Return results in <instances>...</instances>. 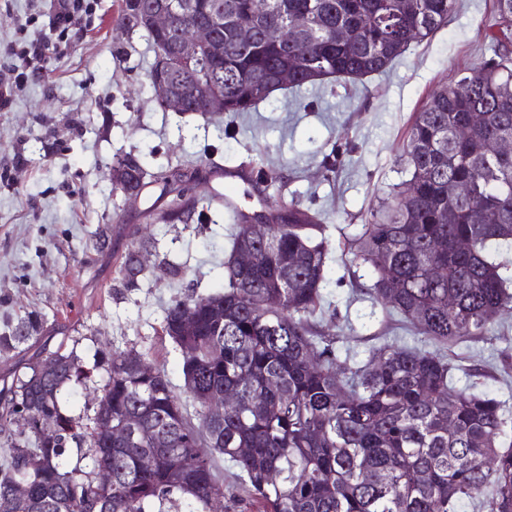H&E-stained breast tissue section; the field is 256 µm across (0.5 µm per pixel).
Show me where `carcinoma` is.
Instances as JSON below:
<instances>
[{
    "label": "carcinoma",
    "instance_id": "carcinoma-1",
    "mask_svg": "<svg viewBox=\"0 0 512 512\" xmlns=\"http://www.w3.org/2000/svg\"><path fill=\"white\" fill-rule=\"evenodd\" d=\"M455 0H270L257 18L252 0H195L192 19L211 20L223 46L204 50L177 69L176 87L215 79L224 111L248 112L273 92L300 89L336 75L381 73L415 41L448 23ZM138 0H124L119 28L146 37L155 52L149 73L156 85L159 59L173 60L175 43L136 22ZM306 12L309 55L283 38L292 17ZM254 29L241 43L237 29ZM489 27L500 61H482L469 74L435 91L407 133L415 195L397 197L385 212L345 240L343 250L374 268L373 297L416 327L434 347L385 342L356 367L339 362L335 338L315 321L328 280L325 226L290 205L288 221L269 225L266 243L243 233L245 213L224 200L236 225L224 259V289L173 301L162 333L181 349L183 394L178 400L163 366L134 349L94 358L59 344L57 370L32 376L12 391L0 385V500L27 485L17 512H230L216 470L222 456L248 486L258 512H457L463 500L486 512H512V441L501 403L470 385L452 386L448 349L490 340L497 318L512 302L490 247L512 242V153L494 156L492 138L512 140V0H495ZM356 34L348 47L340 30ZM483 121L475 125L472 114ZM150 174L131 154L112 163V192L136 197L145 179L170 195L155 214L159 224H188L195 205L168 178ZM472 246L460 251L456 244ZM156 249L142 239L120 256L115 274L135 288L144 268L139 254ZM254 254L241 268L235 255ZM453 305H448V299ZM195 320L182 322L187 311ZM41 318L32 313L0 336V355L35 339ZM96 388L112 407V424L130 413L143 435L109 443L95 433L96 409H69L74 389ZM233 389L234 407L211 416L207 400ZM26 414L23 427L16 417ZM208 419L200 429L193 418ZM112 468V488L100 489L96 471Z\"/></svg>",
    "mask_w": 512,
    "mask_h": 512
}]
</instances>
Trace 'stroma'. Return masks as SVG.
<instances>
[{
  "label": "stroma",
  "instance_id": "1",
  "mask_svg": "<svg viewBox=\"0 0 512 512\" xmlns=\"http://www.w3.org/2000/svg\"><path fill=\"white\" fill-rule=\"evenodd\" d=\"M493 3L456 0L446 27L412 43L382 73L278 91L255 111L206 118L159 107L148 81L151 45L118 29L122 0H99L90 27L73 28L65 55L0 112V333L35 312L48 350L65 336L78 339L88 363L101 348L134 349L181 389L182 353L161 332L164 310L187 295L223 289L233 226L218 198L231 191L244 210H262L256 171L263 165L282 173L278 200L299 204L327 227L332 271L323 296L330 312L321 326L339 335L340 355L363 363L386 340L419 345L410 325L374 302L372 267L337 245L386 210L409 179L405 147L416 112L436 89L491 57ZM49 5L0 0V71L17 62L9 50L15 25L41 37ZM125 153L152 172L167 162L183 165L202 221L153 223L158 183L131 200L113 193L112 159ZM101 224L111 225V243L97 252L89 234ZM139 234L156 240V254L130 289L114 269ZM162 260L180 266L182 278L163 277ZM502 319L491 342L464 343L448 355L454 386L489 392L512 418V377L503 372L512 365V314Z\"/></svg>",
  "mask_w": 512,
  "mask_h": 512
}]
</instances>
